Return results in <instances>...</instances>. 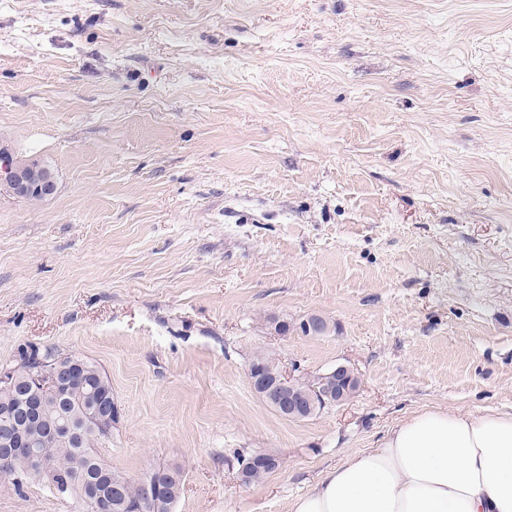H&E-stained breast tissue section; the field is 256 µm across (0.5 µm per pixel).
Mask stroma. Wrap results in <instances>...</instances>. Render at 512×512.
I'll return each mask as SVG.
<instances>
[{
  "mask_svg": "<svg viewBox=\"0 0 512 512\" xmlns=\"http://www.w3.org/2000/svg\"><path fill=\"white\" fill-rule=\"evenodd\" d=\"M0 142L57 178L0 192V362L97 363L100 456L181 466L174 512H290L413 412L512 414V0H0ZM259 353L360 388L283 419ZM237 448L282 464L239 485ZM0 512L79 509L0 478ZM343 372L346 373L347 375H350L347 382L348 386L352 383V378H355L356 380L359 381V377L355 373L354 369L345 364L336 365V370H333L327 373L326 375V372L314 375L315 377L325 375L328 376L329 378L324 389V396H322L324 407H340L344 405L345 400L342 391H338L336 389V374L339 375L342 374ZM332 381L335 382V386L330 383Z\"/></svg>",
  "mask_w": 512,
  "mask_h": 512,
  "instance_id": "35a3bbf8",
  "label": "stroma"
}]
</instances>
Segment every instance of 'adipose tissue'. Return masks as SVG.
Instances as JSON below:
<instances>
[{
    "mask_svg": "<svg viewBox=\"0 0 512 512\" xmlns=\"http://www.w3.org/2000/svg\"><path fill=\"white\" fill-rule=\"evenodd\" d=\"M290 512H512V415L413 413L325 471Z\"/></svg>",
    "mask_w": 512,
    "mask_h": 512,
    "instance_id": "obj_1",
    "label": "adipose tissue"
}]
</instances>
